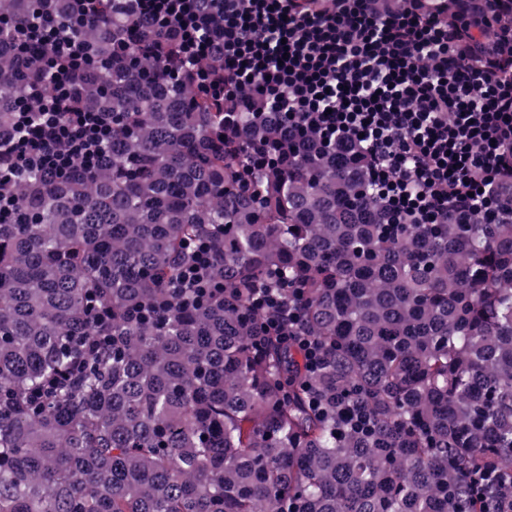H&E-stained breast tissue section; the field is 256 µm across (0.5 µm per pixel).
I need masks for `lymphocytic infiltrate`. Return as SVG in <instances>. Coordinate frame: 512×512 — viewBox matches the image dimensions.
Returning a JSON list of instances; mask_svg holds the SVG:
<instances>
[{"mask_svg":"<svg viewBox=\"0 0 512 512\" xmlns=\"http://www.w3.org/2000/svg\"><path fill=\"white\" fill-rule=\"evenodd\" d=\"M106 0H69L67 17L38 10L13 23L19 49L45 35L54 84L29 85L16 132L0 139V222L12 217V179L98 163L110 130L70 104L88 46L68 18L86 22ZM155 32L148 53L176 43L190 81L224 104V143L241 142L237 113L286 121L252 142L256 172L288 167L316 137L357 157L389 224H442L489 211L512 185V0H115ZM263 334L298 331V305L259 289Z\"/></svg>","mask_w":512,"mask_h":512,"instance_id":"f902f5d3","label":"lymphocytic infiltrate"}]
</instances>
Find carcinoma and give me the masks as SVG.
Instances as JSON below:
<instances>
[{
  "instance_id": "carcinoma-1",
  "label": "carcinoma",
  "mask_w": 512,
  "mask_h": 512,
  "mask_svg": "<svg viewBox=\"0 0 512 512\" xmlns=\"http://www.w3.org/2000/svg\"><path fill=\"white\" fill-rule=\"evenodd\" d=\"M74 33L76 105L112 134L93 168L18 175L0 223V512H512V195L388 235L351 156L254 177L152 31L107 7ZM51 80L0 22V137ZM201 242L224 288L196 298ZM252 288L300 306L315 368ZM212 258L209 249L200 244L191 254V262L186 268L183 280L177 288H206Z\"/></svg>"
}]
</instances>
